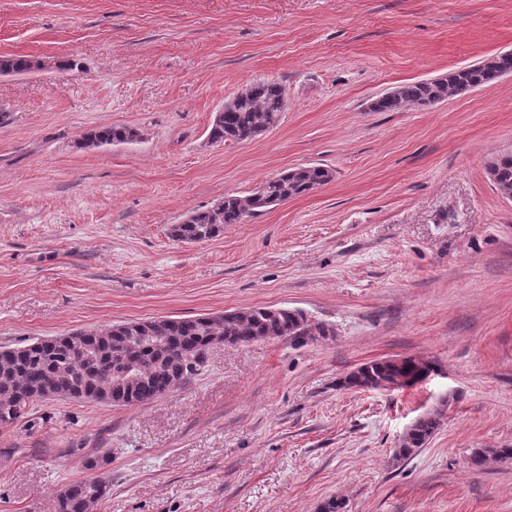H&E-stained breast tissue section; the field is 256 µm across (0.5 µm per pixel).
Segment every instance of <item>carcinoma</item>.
I'll return each mask as SVG.
<instances>
[{
	"mask_svg": "<svg viewBox=\"0 0 512 512\" xmlns=\"http://www.w3.org/2000/svg\"><path fill=\"white\" fill-rule=\"evenodd\" d=\"M0 71L25 74L32 71L26 56H0ZM494 81L490 70L468 66L453 72L446 84L409 82L394 88L390 97L379 99L376 112H394L406 104L428 108L433 102ZM285 90L276 81L251 84L250 95L213 119L209 139L213 142L251 141L260 132L275 127L284 111ZM136 136L129 126H101L87 132L79 142L125 143ZM492 181L499 193L512 195V154L493 158ZM334 178L324 165L294 167L261 183V189L245 195H227L220 210L195 209L170 227L172 240L192 243L215 237L226 224H241L270 208L303 196ZM330 329L311 322L297 309L247 308L229 313L192 318H159L113 324L105 328L58 336L48 344L42 339L0 348V428H9L25 418L38 402L68 398L121 406L148 404L172 392L201 365L213 339L230 344L259 339L294 340L326 336ZM430 361L413 357L370 361L349 372L341 386L360 391L385 390L389 383L413 387L435 371ZM439 425V413L429 412L411 424L399 442L396 455L406 458L423 447ZM109 492L104 477L76 481L58 494L59 512H91Z\"/></svg>",
	"mask_w": 512,
	"mask_h": 512,
	"instance_id": "carcinoma-1",
	"label": "carcinoma"
}]
</instances>
